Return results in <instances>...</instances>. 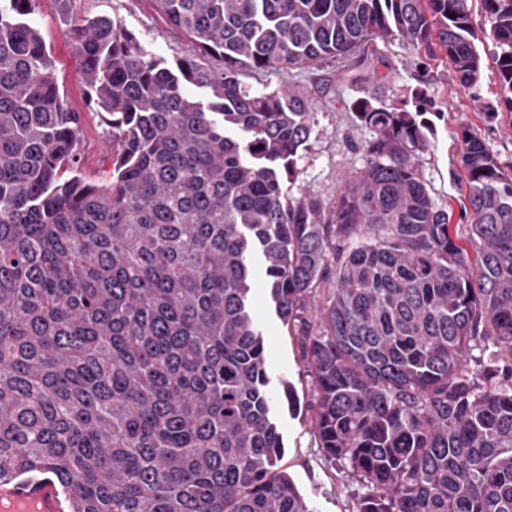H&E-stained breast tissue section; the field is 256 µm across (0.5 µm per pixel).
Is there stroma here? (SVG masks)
I'll list each match as a JSON object with an SVG mask.
<instances>
[{"mask_svg":"<svg viewBox=\"0 0 512 512\" xmlns=\"http://www.w3.org/2000/svg\"><path fill=\"white\" fill-rule=\"evenodd\" d=\"M95 16L118 18L147 51L170 61L187 55L191 46L160 17L150 0H37L29 21L51 51L67 108L81 117V168L86 177L103 181L112 171L110 135L99 112L87 101L81 60L70 34L76 22ZM294 80L310 86L315 108L309 146L298 162L292 195L308 193L333 201L345 181L364 167L373 132L354 115L353 104L362 97L403 101L409 111L423 112L433 123L435 142L418 163L431 197L448 211L452 230L470 221L468 186L460 166L464 132L477 133L503 166L512 167V114L488 110L499 91L493 66H485L478 91L471 92L458 85L442 58L416 53L396 41H379L363 57L343 66L327 62L289 75L254 73L244 82L262 91ZM253 267L256 317L264 334L273 409L284 442L281 464L305 496L310 512H355L363 490L347 465L327 460L310 422L308 406L314 390L303 370L300 338L269 306L261 260H254ZM286 381L296 389L294 413L280 398Z\"/></svg>","mask_w":512,"mask_h":512,"instance_id":"1","label":"stroma"}]
</instances>
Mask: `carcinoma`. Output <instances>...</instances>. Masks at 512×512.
Here are the masks:
<instances>
[{
  "label": "carcinoma",
  "instance_id": "obj_1",
  "mask_svg": "<svg viewBox=\"0 0 512 512\" xmlns=\"http://www.w3.org/2000/svg\"><path fill=\"white\" fill-rule=\"evenodd\" d=\"M35 2L0 0V483L50 474L68 512H309L280 466L259 256L277 317L307 337L321 448L365 489L355 512H512V176L464 133L473 264L417 164L423 113L356 101L375 137L327 203L288 191L310 89L241 81L397 40L473 90L469 0H151L193 45L172 62L87 18L102 183L78 170L80 114ZM481 6L512 115V0ZM479 342L496 351L472 370Z\"/></svg>",
  "mask_w": 512,
  "mask_h": 512
}]
</instances>
